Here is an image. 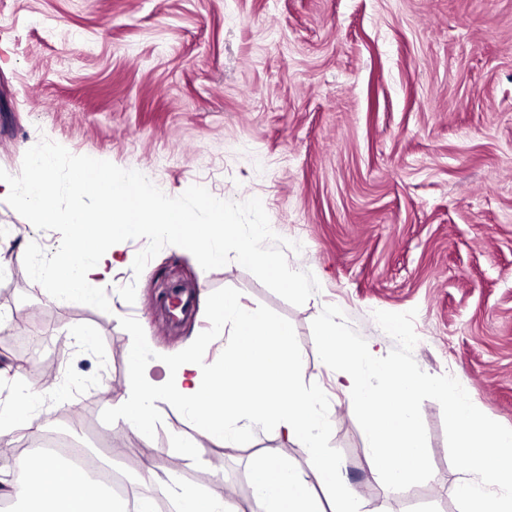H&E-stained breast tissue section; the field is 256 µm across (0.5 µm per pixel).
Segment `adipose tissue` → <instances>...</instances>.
I'll list each match as a JSON object with an SVG mask.
<instances>
[{
  "mask_svg": "<svg viewBox=\"0 0 512 512\" xmlns=\"http://www.w3.org/2000/svg\"><path fill=\"white\" fill-rule=\"evenodd\" d=\"M211 313L216 322H231L234 329L236 349L222 370L209 371L188 353L169 364L164 380L156 381L149 376L140 352L132 353L137 389L134 395L117 400L132 429L146 436L154 399L171 395L188 410L201 432L228 445L238 443L249 427H277L305 448L319 484L334 482L340 464L319 446L318 434L325 420L316 396L298 384L304 360L289 347L287 327L245 306L231 293L213 301ZM45 392L42 386L20 388L11 409L0 413V435L32 428L30 412ZM33 463L38 478H30L19 466L12 481L0 490L1 496L21 501L24 512H128L126 499L106 493L100 481L54 456H39ZM253 492L257 512H320L303 476L274 458L255 463Z\"/></svg>",
  "mask_w": 512,
  "mask_h": 512,
  "instance_id": "1",
  "label": "adipose tissue"
}]
</instances>
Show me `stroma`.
I'll use <instances>...</instances> for the list:
<instances>
[{"label":"stroma","mask_w":512,"mask_h":512,"mask_svg":"<svg viewBox=\"0 0 512 512\" xmlns=\"http://www.w3.org/2000/svg\"><path fill=\"white\" fill-rule=\"evenodd\" d=\"M44 138L137 170L171 197L198 184L222 200L260 198L273 231L302 246L289 265L320 289L295 306L236 261L206 271L173 245L137 276L147 242L135 239L117 245L109 311L54 299L23 257L32 242L54 253L60 233L0 196V410L14 378L56 362L34 413L41 430L78 435L131 485L148 465L168 473L169 502L187 487L253 502L256 458L308 472L298 443L270 427L224 446L169 397L143 438L115 404L133 388V351L157 378L190 339L203 364H223L233 327L207 307L233 292L287 325L304 356L299 384L318 396L322 449L342 467L335 486L312 487L323 512L348 491L362 512H458L467 475L450 462L440 404L421 405L432 477L388 489L311 323L338 306L383 357L396 342L374 311L416 310L418 366L452 375L512 428V0H0V168L18 174ZM131 283L129 304L118 289ZM182 285L195 306L176 321L160 300ZM184 439L201 454H182Z\"/></svg>","instance_id":"stroma-1"}]
</instances>
